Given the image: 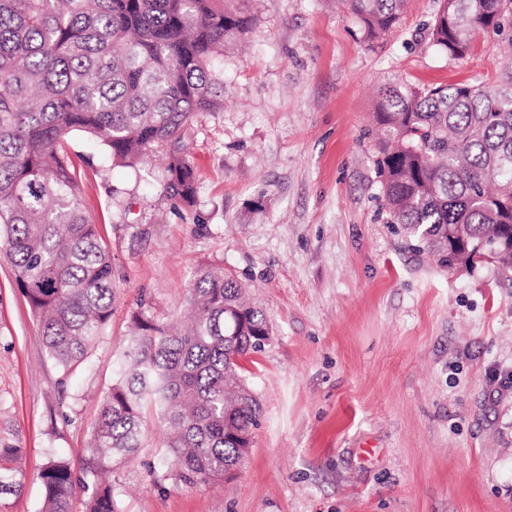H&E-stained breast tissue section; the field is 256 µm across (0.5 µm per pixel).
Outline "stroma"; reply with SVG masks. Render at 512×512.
Here are the masks:
<instances>
[{
  "mask_svg": "<svg viewBox=\"0 0 512 512\" xmlns=\"http://www.w3.org/2000/svg\"><path fill=\"white\" fill-rule=\"evenodd\" d=\"M253 19L224 50V109L192 121L193 207L153 190L161 158L126 168L75 135L85 203L112 252V315L63 375L0 249V445L22 448L23 489L0 512H42L53 455L81 468L132 317L183 321L203 266L223 267L272 336L243 363L262 406L232 481L166 478L147 413L138 455L109 479L119 512H512V284L448 270L407 245L373 157L387 86L495 85L512 45L460 58L430 41L440 0H407L366 40L338 0H244ZM132 192V223L113 187Z\"/></svg>",
  "mask_w": 512,
  "mask_h": 512,
  "instance_id": "stroma-1",
  "label": "stroma"
}]
</instances>
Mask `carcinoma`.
I'll list each match as a JSON object with an SVG mask.
<instances>
[{
  "mask_svg": "<svg viewBox=\"0 0 512 512\" xmlns=\"http://www.w3.org/2000/svg\"><path fill=\"white\" fill-rule=\"evenodd\" d=\"M370 41L395 30L405 0H339ZM252 18L228 0H0V246L40 324L48 355L68 372L112 314V255L70 149L80 133L105 159L135 168L165 153L159 196L191 206L187 153L197 112L224 109V47ZM512 41V0H442L432 42L462 56L479 35ZM375 166L389 222L409 247L450 269L488 259L512 283V66L492 89L466 83L388 86L375 112ZM189 324L145 314L85 449L83 512H117L96 480L141 446L145 410L163 428L166 476L224 479L261 406L242 360L264 347L268 320L220 268L200 269ZM23 450L0 446V496L23 488ZM43 512H73L76 478L61 457L39 473Z\"/></svg>",
  "mask_w": 512,
  "mask_h": 512,
  "instance_id": "carcinoma-1",
  "label": "carcinoma"
}]
</instances>
